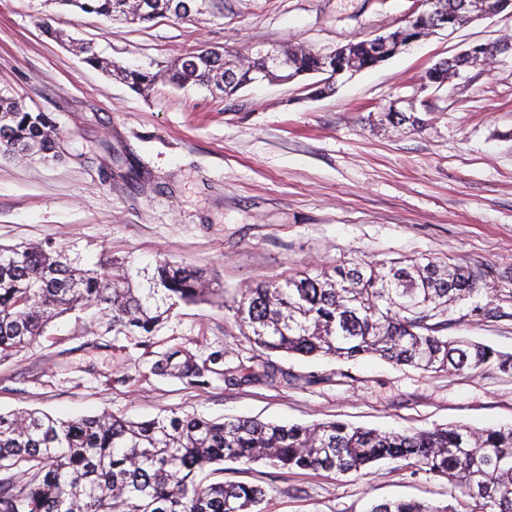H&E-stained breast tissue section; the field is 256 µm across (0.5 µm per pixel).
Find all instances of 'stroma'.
<instances>
[{
  "label": "stroma",
  "instance_id": "obj_1",
  "mask_svg": "<svg viewBox=\"0 0 512 512\" xmlns=\"http://www.w3.org/2000/svg\"><path fill=\"white\" fill-rule=\"evenodd\" d=\"M415 0H224L185 20L126 25L57 0H0V91L50 113L62 157L0 154V244H49L81 266L166 258L216 287L179 305L144 343L114 339L92 312L52 324L0 361V412L61 419L171 413L280 424L343 421L380 431L512 425V377L496 366L422 373L375 357L336 361L265 355L232 304L257 283L356 260L463 262L478 302L448 316V334L512 354V54L460 70L447 85L424 72L476 44L512 40V8L423 37L314 96V74L259 81L232 97L167 79L170 65L211 47L232 59L257 48L329 53L405 25ZM63 29L65 42L47 27ZM101 61L93 67L86 54ZM117 61L156 75L137 92L111 79ZM414 104L418 126L382 115ZM187 350L202 377L159 376V354ZM274 365L288 382L231 386L239 365ZM224 479L261 485L262 512H368L372 503L450 504L441 479L387 460L372 474L228 464Z\"/></svg>",
  "mask_w": 512,
  "mask_h": 512
}]
</instances>
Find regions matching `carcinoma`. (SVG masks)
<instances>
[{
  "instance_id": "carcinoma-1",
  "label": "carcinoma",
  "mask_w": 512,
  "mask_h": 512,
  "mask_svg": "<svg viewBox=\"0 0 512 512\" xmlns=\"http://www.w3.org/2000/svg\"><path fill=\"white\" fill-rule=\"evenodd\" d=\"M440 16L419 13L390 32L387 47L368 39L342 53L307 47L283 50L288 76L355 74L400 52L413 40L448 23H467L465 4L439 0ZM82 13L130 24L174 16L186 19L213 7L214 0H58ZM495 58L494 46H474L473 56L441 61L425 73L439 87L468 62ZM111 77L135 90L155 76L119 64H104ZM278 79L264 60L239 63L209 49L175 62L167 74L177 86L189 83L231 96L258 73ZM0 147L19 157H54L62 140L53 118L30 112L0 94ZM141 270L125 261L107 270L82 268L62 249L41 244H0V360L29 348L56 319L94 308L116 336L151 335L179 303L215 295L194 268L158 261L150 285L140 288ZM480 291L476 275L460 263L431 258L356 261L333 270L304 272L245 289L235 301V318L247 341L264 353L284 352L353 360L373 355L398 366L450 373L478 369L491 361L512 376V354L503 355L465 338H450L448 313ZM179 352L154 363L160 375L198 377L190 354ZM275 380L241 365L239 384ZM390 458L412 473L442 478L458 507L419 501H383L369 512H512V427L473 429L466 425L429 431L382 432L340 421L280 425L252 418L223 422L175 413L133 422L110 414L62 420L39 411L0 413V512H255L265 488L236 481L206 482L202 474L226 462L263 463L280 470L358 473Z\"/></svg>"
}]
</instances>
